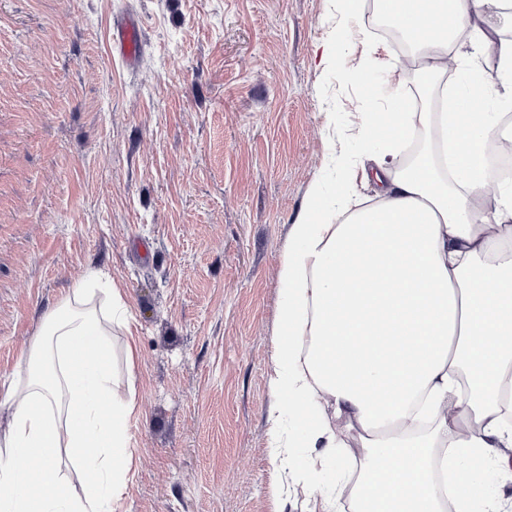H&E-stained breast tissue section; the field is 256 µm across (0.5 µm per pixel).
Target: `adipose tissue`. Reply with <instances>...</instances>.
Returning a JSON list of instances; mask_svg holds the SVG:
<instances>
[{"label": "adipose tissue", "instance_id": "adipose-tissue-1", "mask_svg": "<svg viewBox=\"0 0 512 512\" xmlns=\"http://www.w3.org/2000/svg\"><path fill=\"white\" fill-rule=\"evenodd\" d=\"M419 46L417 70L437 86L448 47L473 0H376ZM432 147L410 167L388 164L418 125ZM479 86L442 94L435 111L361 115L359 137L382 161L377 203L351 209V164L332 195L292 224L270 388L269 447L282 467L304 457V486L337 465L327 418L365 438L356 512H497L475 476L499 443L512 444V183L491 189L486 144L500 130ZM102 287L105 310L88 304ZM137 348L119 289L87 270L49 311L40 338L0 397L9 452L0 455V512H112L124 484L127 422L135 402L112 383L113 330ZM299 428L287 432V419ZM462 418L471 428L449 435ZM68 455L70 473L59 458ZM80 482L83 497L69 492Z\"/></svg>", "mask_w": 512, "mask_h": 512}]
</instances>
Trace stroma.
<instances>
[{"mask_svg":"<svg viewBox=\"0 0 512 512\" xmlns=\"http://www.w3.org/2000/svg\"><path fill=\"white\" fill-rule=\"evenodd\" d=\"M373 0H0V392L87 267L122 292L134 372L114 332L112 377L133 392L131 454L116 512H318L286 507L268 448L273 335L288 232L341 159L374 166L362 112L416 100ZM484 37L456 67L512 113L497 44L512 17L487 0ZM139 18L136 65L112 55L113 19ZM340 64L326 62L328 45ZM342 473L358 430L330 418Z\"/></svg>","mask_w":512,"mask_h":512,"instance_id":"1","label":"stroma"}]
</instances>
